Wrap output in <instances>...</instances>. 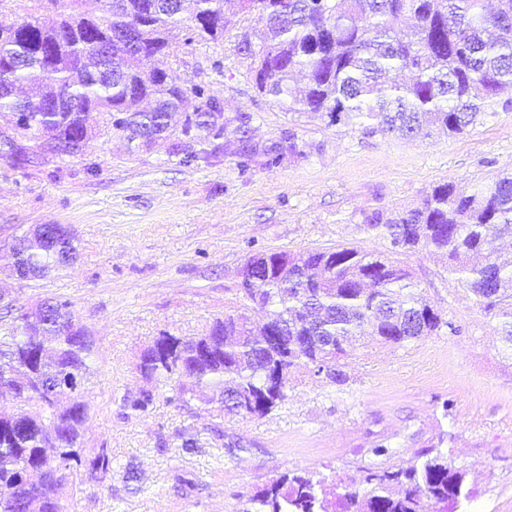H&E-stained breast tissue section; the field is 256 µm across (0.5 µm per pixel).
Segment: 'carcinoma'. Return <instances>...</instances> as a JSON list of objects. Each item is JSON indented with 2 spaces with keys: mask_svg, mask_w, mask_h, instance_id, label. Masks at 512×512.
Instances as JSON below:
<instances>
[{
  "mask_svg": "<svg viewBox=\"0 0 512 512\" xmlns=\"http://www.w3.org/2000/svg\"><path fill=\"white\" fill-rule=\"evenodd\" d=\"M66 2L68 12L47 27L36 14ZM27 16L0 28V111L29 110L20 136L41 146L69 138L88 140L87 114L101 112L112 132L132 144L143 136H173V116L183 113L181 134L199 144L224 138L210 120L216 98L202 85L169 80L178 56L177 31L222 41L231 27L224 0H103L101 13L82 11L83 0H26ZM243 19L259 27L235 41L251 59L254 84L291 113L327 127L357 126L365 138L460 135L479 123L497 98L512 105V0L485 12L483 0H239ZM405 15L397 31L390 20ZM137 29L145 57L100 46L110 33ZM80 111L58 110L61 96ZM196 104L185 109L188 98ZM369 231L386 238L391 252L424 249L448 258V274L468 289L485 314L500 323L512 346V257L493 243L512 237V173L470 195L451 182L436 185L421 206L391 215H365ZM19 266L40 279L69 265L51 237L27 233ZM253 284L238 285L236 313L216 319L194 338L155 341L136 366L142 378L171 385L170 403L185 405L208 390L234 416H266L287 398L288 379L312 368L331 386L348 376L346 344L363 326L382 345L402 347L448 328L418 292L410 272L387 257L354 248L311 249L300 254L262 253L244 266ZM50 317L30 321L32 307L0 303V395L18 404L0 414V512H28L34 491L40 512H63L72 470L112 478V451L83 452L90 418L85 381L94 340L78 325L71 302L56 295L37 302ZM265 311L253 324L252 308ZM35 402L39 411L25 406ZM156 404L147 388L123 398L124 415L146 416ZM438 444L414 464L365 468L362 490L345 482L332 495L325 478L288 471L247 497L240 512H459L471 501L466 473L448 462Z\"/></svg>",
  "mask_w": 512,
  "mask_h": 512,
  "instance_id": "carcinoma-1",
  "label": "carcinoma"
}]
</instances>
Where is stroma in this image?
Segmentation results:
<instances>
[{
    "label": "stroma",
    "instance_id": "stroma-1",
    "mask_svg": "<svg viewBox=\"0 0 512 512\" xmlns=\"http://www.w3.org/2000/svg\"><path fill=\"white\" fill-rule=\"evenodd\" d=\"M169 77L204 85L224 106V148L209 159L127 150L97 112L79 158L21 168L0 159V289L20 304L64 295L96 340L83 447L111 449L112 480L96 486L74 470L64 512H240L242 497L286 471L331 467L358 486L374 461L370 447L384 443L386 464L405 466L443 433L449 462L476 493L470 512H512V352L497 323L449 279L446 261L425 251L399 260L456 333L358 347L341 387L297 372L285 403L264 417L227 416L196 399L171 404L163 386L150 415L128 418L121 409L123 396L144 385L136 365L155 336H198L232 312L250 256L341 246L384 255L388 243L367 230L365 214L416 207L444 182L470 192L511 171L512 109L495 107L451 138L366 139L288 114L259 94L230 38L182 46ZM242 112L253 117L250 145L280 147V165L257 156L240 168ZM35 224L74 229L79 258L68 270L20 281L11 275V246ZM446 399L449 418L440 408ZM216 425L223 441L211 438ZM190 437L207 446L182 455ZM230 440L242 450L228 452ZM129 464L137 483L124 478ZM188 473L195 487L181 485Z\"/></svg>",
    "mask_w": 512,
    "mask_h": 512
}]
</instances>
